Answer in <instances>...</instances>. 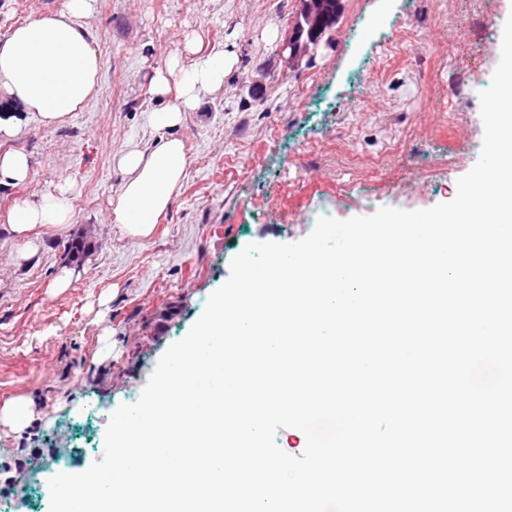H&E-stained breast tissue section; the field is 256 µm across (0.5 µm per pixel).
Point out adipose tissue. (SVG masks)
<instances>
[{"label": "adipose tissue", "mask_w": 512, "mask_h": 512, "mask_svg": "<svg viewBox=\"0 0 512 512\" xmlns=\"http://www.w3.org/2000/svg\"><path fill=\"white\" fill-rule=\"evenodd\" d=\"M89 10L90 0H67L64 10L17 26L0 43V94L21 103L45 125L65 122L98 91L99 58L82 23ZM185 48L196 54L194 64L184 68L171 61L153 80L156 94L174 97L148 114L149 125L162 133L160 141L147 150L129 145L117 159L124 183L112 213L115 223L135 238L151 235L186 175L184 145L170 136V129L196 107L200 93L222 89L225 72L235 64L223 49L203 50L197 36ZM69 192L65 185L41 202L15 207L11 231L24 238L39 225L67 223Z\"/></svg>", "instance_id": "obj_1"}]
</instances>
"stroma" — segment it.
<instances>
[{
  "instance_id": "1",
  "label": "stroma",
  "mask_w": 512,
  "mask_h": 512,
  "mask_svg": "<svg viewBox=\"0 0 512 512\" xmlns=\"http://www.w3.org/2000/svg\"><path fill=\"white\" fill-rule=\"evenodd\" d=\"M339 2L331 31L291 63L278 48L302 0H94L83 24L99 91L83 109L47 126L0 97V113L21 118L0 152L30 160L25 182L0 185V408L34 410L22 430L0 424V512H50L49 479L101 460L113 412L139 399L246 246L298 241L322 216L454 199L480 152L479 93L512 0ZM65 3L0 0V42ZM196 34L236 65L172 128L185 179L154 233L134 238L110 219L123 183L114 158L157 141L147 114L167 100L152 80L172 58L193 62L184 45ZM62 184L70 222L37 228V253L20 259L11 211ZM78 236L93 247L74 263L65 246ZM29 448L51 454L16 469Z\"/></svg>"
}]
</instances>
